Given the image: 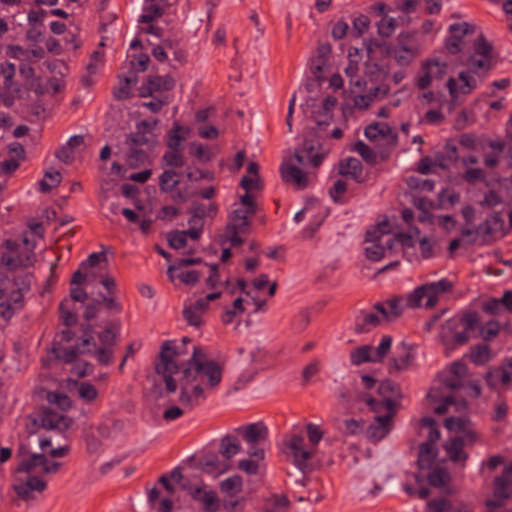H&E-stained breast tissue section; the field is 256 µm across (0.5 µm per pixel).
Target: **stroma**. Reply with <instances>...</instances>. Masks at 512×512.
I'll list each match as a JSON object with an SVG mask.
<instances>
[{"instance_id":"35a3bbf8","label":"stroma","mask_w":512,"mask_h":512,"mask_svg":"<svg viewBox=\"0 0 512 512\" xmlns=\"http://www.w3.org/2000/svg\"><path fill=\"white\" fill-rule=\"evenodd\" d=\"M141 0H91L82 23L86 48L105 43L92 90L73 83L43 127L34 154L11 187L13 213L36 205L43 168L73 133L86 150L52 202L54 232L33 309L19 319L14 340L20 364L0 402V438L13 435L28 410L43 351L55 332L56 308L69 275L91 251L105 253L122 297L123 340L98 405L77 431L67 465L32 512H144L143 492L157 474L212 438L239 425L263 422L271 438L307 423L335 433L353 385L349 355L362 339L357 325L376 301L414 283L448 277L458 284L453 307L490 288L512 285V239L458 258L381 268L361 254L365 228L394 198L402 166L439 138L411 127L398 161L350 201L339 204L320 186L299 193L280 177L282 157L301 130L305 63L325 23L350 0H181L183 102L206 101L224 115V149L245 151L262 167L264 191L256 216L260 269L275 294L259 313L225 324L213 315L201 329L182 318L184 296L166 278L153 238L112 218L97 167L108 124L112 77L133 36ZM413 345L403 377L406 408L396 427L368 448L334 441L319 470L303 480L271 453L266 484L295 512H412L400 489L409 459L412 422L434 374L447 358L428 316L392 329ZM188 336L224 355V379L204 402L180 418L156 420L144 396L154 351Z\"/></svg>"}]
</instances>
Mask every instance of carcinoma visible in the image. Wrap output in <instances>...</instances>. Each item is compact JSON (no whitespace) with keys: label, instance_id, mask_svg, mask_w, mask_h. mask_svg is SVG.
Instances as JSON below:
<instances>
[{"label":"carcinoma","instance_id":"carcinoma-1","mask_svg":"<svg viewBox=\"0 0 512 512\" xmlns=\"http://www.w3.org/2000/svg\"><path fill=\"white\" fill-rule=\"evenodd\" d=\"M512 34V0H488ZM90 0H0V204L35 151L58 99L73 83ZM444 0H362L333 16L305 65L299 143L283 157L295 191L321 185L342 203L382 172L409 126L399 112L412 98L416 125L456 134L418 151L394 202L368 225L361 251L373 264L463 257L481 242L512 238V111L489 78L507 41L461 17L443 27ZM180 0H142L135 31L112 78L119 112L101 138L98 163L112 217L154 237L168 281L185 295L195 328L216 312L231 324L268 305L275 284L259 270L254 219L263 176L238 150L224 155V119L210 105L178 111ZM102 36L80 82L95 83ZM494 114L495 130H470ZM85 135L65 139L36 193L55 199L84 153ZM52 217L34 209L17 221L0 210V377L16 362L11 336L30 309L45 261ZM455 281L423 280L375 302L363 315L370 334L350 355L362 388L344 420L351 448L388 435L404 409L402 376L414 361L405 339L384 333L432 315L448 361L433 376L413 423L402 490L416 512H512V344L498 337L512 313V288L493 289L443 318ZM120 290L105 254L92 251L71 271L33 387L35 405L17 417L18 437L0 448V479L16 505L49 490L69 461L76 432L100 401L122 341ZM224 377V356L187 337L156 349L145 397L156 419L175 420L205 401ZM483 402L496 424L462 416ZM330 437L308 423L273 441L252 422L230 430L159 473L144 491V512H244L249 489L224 470L232 459L266 475L271 448L302 476L317 470ZM499 471L502 479L488 482Z\"/></svg>","mask_w":512,"mask_h":512}]
</instances>
